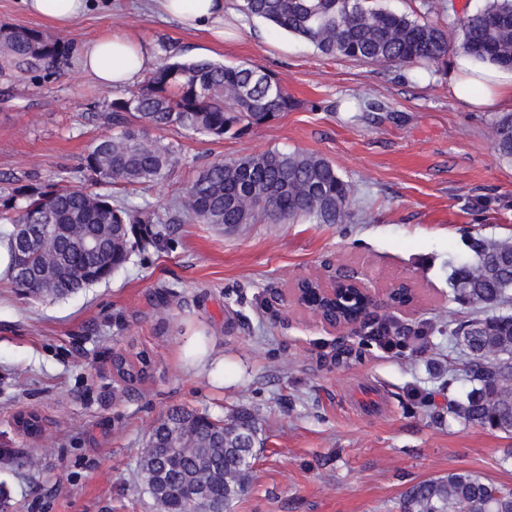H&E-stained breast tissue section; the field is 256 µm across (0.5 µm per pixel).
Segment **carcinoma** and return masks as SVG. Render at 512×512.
<instances>
[{
    "instance_id": "cac0c4a2",
    "label": "carcinoma",
    "mask_w": 512,
    "mask_h": 512,
    "mask_svg": "<svg viewBox=\"0 0 512 512\" xmlns=\"http://www.w3.org/2000/svg\"><path fill=\"white\" fill-rule=\"evenodd\" d=\"M237 9L248 18L271 23L298 36L328 56H344L391 66L443 64L451 46L448 31L418 17L393 11L376 0H240ZM457 48L480 64L512 71V0H484V5L458 19L454 26ZM72 43L40 31L0 26V78L31 75L48 80L67 64ZM294 106L293 98L271 73L252 66H228L218 61L160 59L141 87L111 103L108 119L122 127L89 148L81 163L92 184L149 186L167 178L174 156L169 146L143 140L144 128H182L215 138L240 135L263 125ZM494 151L512 161V114L497 123ZM48 208L51 223L76 219L93 233L115 213L124 219L125 240L113 252L108 240L91 251L77 241L58 247L73 268L110 264L105 279L130 259L135 241L157 244L150 225L155 214L112 203L86 187L60 183L19 184L0 195V245L11 257L7 279L12 287L36 299H60L75 292L67 283L45 288L36 276L19 280L21 265L42 267L38 248L24 249L14 234L16 224L41 232L34 214ZM180 209L199 224H255L308 221L312 224H350L355 219L351 187L329 160L312 153L265 152L237 159H219L197 171L187 185ZM474 262L451 268L449 285L458 301L488 309L512 302V243L472 238L468 244ZM448 341L457 357L448 361V385L469 383V389L448 402V415L466 423L512 436V314L464 316L448 322ZM114 373L128 389L147 374L149 360L117 353ZM166 417L183 423L188 439L204 441L214 452L206 469L215 501L224 512L245 492L251 449L257 429L248 413L232 427H218L208 416L184 408L168 410ZM152 438L161 446L151 471L159 480L168 508L183 507V477L198 471L191 453L172 455L167 435L157 427ZM401 512H512V489L465 471L420 481L403 494Z\"/></svg>"
}]
</instances>
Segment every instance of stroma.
<instances>
[{"mask_svg":"<svg viewBox=\"0 0 512 512\" xmlns=\"http://www.w3.org/2000/svg\"><path fill=\"white\" fill-rule=\"evenodd\" d=\"M444 27L481 0H381ZM32 28L74 44L107 29L140 36L157 57L207 58L274 73L295 107L240 136L146 129L176 158L152 186L96 185L113 202L157 218L160 246L136 248L109 280L57 301L21 295L0 279V503L7 512H157L138 475L150 432L178 406L215 418L253 415L262 442L233 512H399L402 492L451 470L512 488V438L446 416L463 385L447 387L448 320L468 315L448 286L449 262L472 237L512 241V161L491 133L500 115L448 92L459 58L402 69L317 51L246 19L217 48L199 33L111 0L59 29L0 0V26ZM129 89L108 90L78 58L54 80L27 78L0 91V190L9 182L81 184V160L112 134L105 116ZM269 149L320 155L353 187L350 224H245L229 230L179 219L175 207L205 163ZM346 270L382 293L406 281L411 311L381 318L427 336L387 351L352 337L356 355L330 363L336 338L297 308L302 276ZM222 369L195 373L201 348ZM145 351L148 378L135 393L112 373V356ZM42 420L38 439L20 415Z\"/></svg>","mask_w":512,"mask_h":512,"instance_id":"stroma-1","label":"stroma"}]
</instances>
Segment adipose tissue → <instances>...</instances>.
<instances>
[{
  "label": "adipose tissue",
  "mask_w": 512,
  "mask_h": 512,
  "mask_svg": "<svg viewBox=\"0 0 512 512\" xmlns=\"http://www.w3.org/2000/svg\"><path fill=\"white\" fill-rule=\"evenodd\" d=\"M24 11L59 27L68 28L83 19L95 0H21ZM148 7L161 18L181 28L205 33L216 44H224L227 28L224 0H149ZM80 60L106 89L125 88L141 81L157 64L156 55L140 39L120 31L83 42ZM448 90L466 105L495 111L512 102V74L493 68L479 69L459 59Z\"/></svg>",
  "instance_id": "1"
}]
</instances>
